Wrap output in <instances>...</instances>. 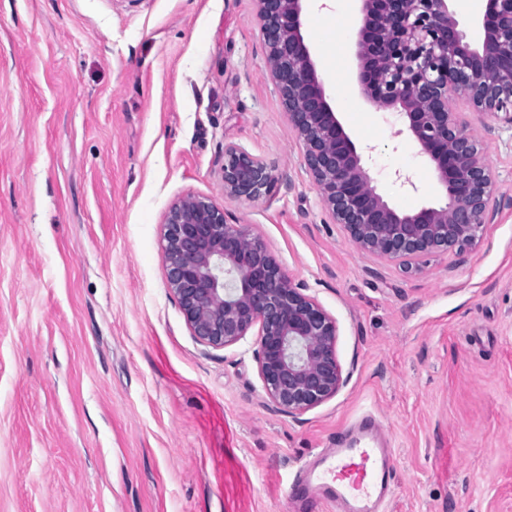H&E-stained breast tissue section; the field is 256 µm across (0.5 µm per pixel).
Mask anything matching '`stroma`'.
I'll return each mask as SVG.
<instances>
[{
    "label": "stroma",
    "instance_id": "35a3bbf8",
    "mask_svg": "<svg viewBox=\"0 0 512 512\" xmlns=\"http://www.w3.org/2000/svg\"><path fill=\"white\" fill-rule=\"evenodd\" d=\"M357 0L304 4L338 116L379 194L441 204L397 111L357 81ZM495 181L481 242L419 269L325 209L267 68L255 0H0V512H336L301 459L373 409L386 512H512V126L454 97ZM276 177L224 194V145ZM252 226L337 321L347 384L276 412L253 338L192 336L166 286L165 209Z\"/></svg>",
    "mask_w": 512,
    "mask_h": 512
}]
</instances>
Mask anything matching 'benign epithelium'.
Instances as JSON below:
<instances>
[{"instance_id":"obj_1","label":"benign epithelium","mask_w":512,"mask_h":512,"mask_svg":"<svg viewBox=\"0 0 512 512\" xmlns=\"http://www.w3.org/2000/svg\"><path fill=\"white\" fill-rule=\"evenodd\" d=\"M274 84L332 219L361 249L404 263L476 245L494 187L481 141L451 111V93L512 125V0H488L479 46L466 40L451 0H359L358 83L365 98L394 108L406 135L434 166L446 202L413 213L392 207L372 185L354 141L336 116L302 34L305 0H256ZM224 194L268 195L271 167L245 147L224 146ZM167 288L198 341L215 349L257 331L253 356L274 408L291 418L345 386L336 318L287 276L263 239L228 224L210 199L172 202L162 220Z\"/></svg>"}]
</instances>
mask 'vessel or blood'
Segmentation results:
<instances>
[{
  "instance_id": "b4317fda",
  "label": "vessel or blood",
  "mask_w": 512,
  "mask_h": 512,
  "mask_svg": "<svg viewBox=\"0 0 512 512\" xmlns=\"http://www.w3.org/2000/svg\"><path fill=\"white\" fill-rule=\"evenodd\" d=\"M391 450L377 419L367 415L354 434L336 437L299 467V478L337 512H378L391 494Z\"/></svg>"
}]
</instances>
